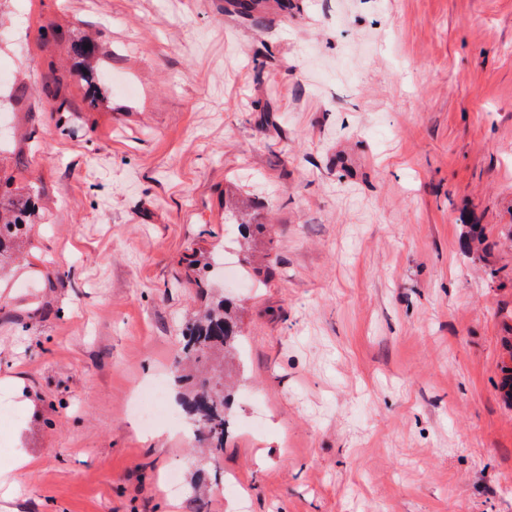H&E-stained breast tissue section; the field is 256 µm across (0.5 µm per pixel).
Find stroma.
<instances>
[{
  "label": "stroma",
  "mask_w": 512,
  "mask_h": 512,
  "mask_svg": "<svg viewBox=\"0 0 512 512\" xmlns=\"http://www.w3.org/2000/svg\"><path fill=\"white\" fill-rule=\"evenodd\" d=\"M0 180L39 196L0 274V379L33 403L0 391V512H512V0H0ZM224 297L216 466L130 401L195 388L182 332ZM27 432V423L19 424L13 428L12 437L15 444L13 469H24L34 463V457L30 454L28 448L25 447Z\"/></svg>",
  "instance_id": "1"
}]
</instances>
